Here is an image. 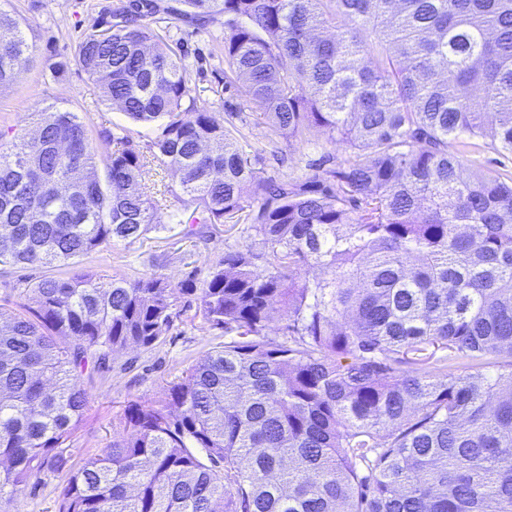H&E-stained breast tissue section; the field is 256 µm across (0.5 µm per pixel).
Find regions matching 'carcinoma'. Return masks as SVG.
Wrapping results in <instances>:
<instances>
[{"label": "carcinoma", "mask_w": 512, "mask_h": 512, "mask_svg": "<svg viewBox=\"0 0 512 512\" xmlns=\"http://www.w3.org/2000/svg\"><path fill=\"white\" fill-rule=\"evenodd\" d=\"M180 4L121 3L79 45L105 100L159 127L148 153L108 133L118 148L99 157L61 109L39 113L38 141L0 134V265L141 239L159 207L150 157L179 177L170 223L202 236L244 219L263 248L178 289L45 276L0 314V503L49 468L58 512H512V177L448 150L465 134L512 154V0ZM217 15L224 66L263 115L347 157L265 178L233 119L185 104L161 23ZM30 51L0 10L1 88ZM192 306L224 345L73 464L88 355L157 345Z\"/></svg>", "instance_id": "1"}]
</instances>
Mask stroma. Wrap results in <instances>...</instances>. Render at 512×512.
I'll return each mask as SVG.
<instances>
[{
	"label": "stroma",
	"instance_id": "1",
	"mask_svg": "<svg viewBox=\"0 0 512 512\" xmlns=\"http://www.w3.org/2000/svg\"><path fill=\"white\" fill-rule=\"evenodd\" d=\"M119 0H0V9L20 23L32 46V58L21 67L18 79L0 89V131L10 136H27L36 128L39 112L57 108L84 117L92 139L111 131L146 148L157 134L154 126L132 122L123 112L105 101L100 87L78 62V46L102 21L110 19ZM169 36L178 46L187 67L189 98L195 108L211 113L218 121L239 112L244 133L252 149H264L276 142L288 161L278 164L265 158L268 176L308 177L326 160H339L345 147L326 139L301 144L264 118L251 100L243 82L224 71L221 40L224 21L216 19L202 27L180 21L170 24ZM70 61L63 80L52 79L48 66L58 58ZM472 167L512 175V154L499 151L491 137L471 139L462 153ZM180 224L153 225L140 240L120 243L106 251L81 257L70 264L68 273L89 274L111 280L156 274L172 286H180L189 276L204 277L208 266L223 258L225 251L258 244L253 231L225 225L204 236L185 237ZM50 267L0 265V313L10 315L26 304V288L41 276L53 275ZM221 330L209 328L193 311L178 318L163 343L149 349L130 347L108 354L105 364L89 361L79 377L90 395L84 418L68 442L73 463L107 448L123 432L122 417L132 403L150 405L164 398L170 382L190 365L222 345ZM64 488L58 474L43 471L26 489L6 503L7 512H58Z\"/></svg>",
	"mask_w": 512,
	"mask_h": 512
}]
</instances>
